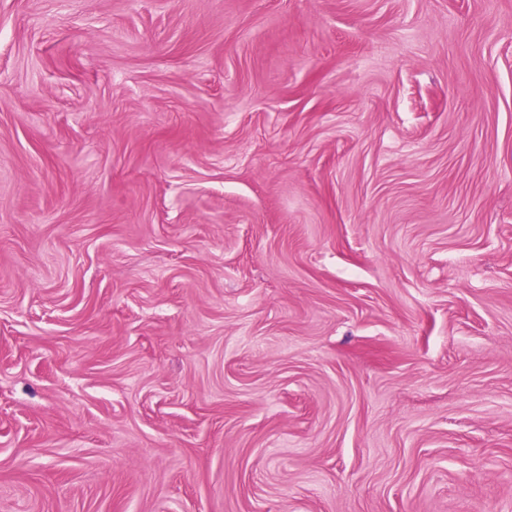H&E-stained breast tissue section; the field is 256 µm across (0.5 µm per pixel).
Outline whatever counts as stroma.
<instances>
[{"mask_svg":"<svg viewBox=\"0 0 512 512\" xmlns=\"http://www.w3.org/2000/svg\"><path fill=\"white\" fill-rule=\"evenodd\" d=\"M0 512H512V0H0Z\"/></svg>","mask_w":512,"mask_h":512,"instance_id":"35a3bbf8","label":"stroma"}]
</instances>
